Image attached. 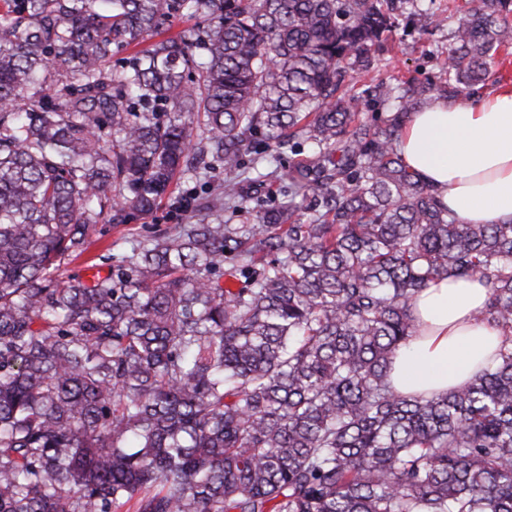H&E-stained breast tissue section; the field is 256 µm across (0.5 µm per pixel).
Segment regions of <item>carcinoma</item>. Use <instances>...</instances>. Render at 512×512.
<instances>
[{
  "label": "carcinoma",
  "instance_id": "carcinoma-1",
  "mask_svg": "<svg viewBox=\"0 0 512 512\" xmlns=\"http://www.w3.org/2000/svg\"><path fill=\"white\" fill-rule=\"evenodd\" d=\"M413 9L0 0V512H512V222L461 223L397 147L498 83L512 0H448L437 76L358 86ZM217 165L197 221L61 278ZM272 177L255 223L209 218ZM448 277L488 288L496 363L398 392L411 300Z\"/></svg>",
  "mask_w": 512,
  "mask_h": 512
}]
</instances>
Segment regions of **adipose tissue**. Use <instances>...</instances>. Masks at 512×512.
Listing matches in <instances>:
<instances>
[{
	"instance_id": "ef3b65f1",
	"label": "adipose tissue",
	"mask_w": 512,
	"mask_h": 512,
	"mask_svg": "<svg viewBox=\"0 0 512 512\" xmlns=\"http://www.w3.org/2000/svg\"><path fill=\"white\" fill-rule=\"evenodd\" d=\"M399 148L463 223L512 221V88L432 101L411 114ZM487 298L476 280L449 278L423 288L412 301L416 332L391 364L394 388L430 397L488 366L499 333L474 319Z\"/></svg>"
}]
</instances>
